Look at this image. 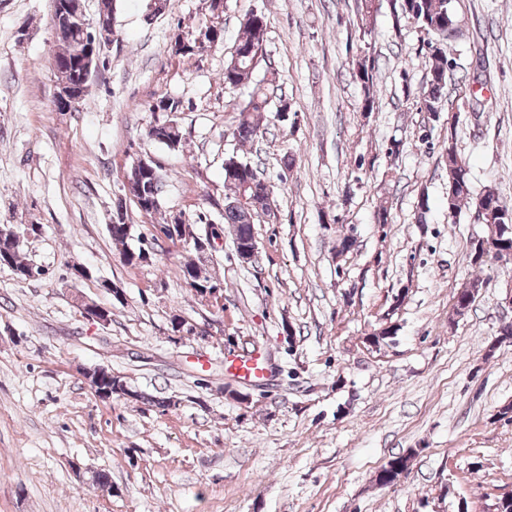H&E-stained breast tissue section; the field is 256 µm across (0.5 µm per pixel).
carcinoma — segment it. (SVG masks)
<instances>
[{"mask_svg":"<svg viewBox=\"0 0 512 512\" xmlns=\"http://www.w3.org/2000/svg\"><path fill=\"white\" fill-rule=\"evenodd\" d=\"M379 0H362V9L354 25L358 37L363 39L371 31V18L378 11ZM399 16L414 20L418 28L427 35L425 62L428 66L427 81L421 87L420 109L434 112L442 103L448 90V71L452 61L448 59V40L459 29L458 20L450 7V0H403ZM267 34V19L264 13L253 11L246 15L241 23V33L237 38L230 59L224 64V88L234 90L252 86L249 100L240 111L238 124L233 131V138L241 145L249 144L262 135L264 114L270 111L277 72L268 70V76L252 83L255 69L264 60ZM204 41L210 36L223 40V29L216 26L207 27L200 32ZM198 35V36H200ZM198 36L192 33H179L171 41L172 52L178 55L192 54L201 49ZM61 50L55 56L56 75L59 82L81 86V93H86L87 82L82 80L77 58L81 51L80 32L71 30L59 38ZM352 77L360 83L363 92L360 111L363 114L373 112L377 103L375 89V61L367 55H360L353 61ZM181 110V102L169 97L157 99L150 111L160 113L155 124L149 129V136L164 144L168 149L178 151L184 148L183 134L174 118ZM444 159L448 177V216L455 217L464 208L482 206L484 209V235L481 240L471 242L468 254L471 266L483 269L493 263V250L512 247V222L505 218L509 206L503 204L497 190L493 187L476 194L468 178L467 166L458 149L456 133L448 130V140L444 145ZM128 190L137 208L147 214H155L162 208L164 182L153 173L146 172L138 166H131L127 175ZM224 223L232 227L233 243L236 253L240 254L252 248L251 227L254 217L271 210L273 186L260 178L251 162L242 160L232 154L224 160ZM165 236L170 240L188 242V238L199 233L196 225L190 224L181 215L169 216L161 225ZM112 243L120 248L121 259L128 265L145 261L143 248L134 251L127 248L132 237L133 228L128 224L127 211L119 202L112 210V223L107 225ZM0 262L8 266L20 280L32 278V266L21 257V244L18 243L10 227L0 224ZM182 272L190 274L194 284L190 288L196 296L204 297L205 289L220 285L213 280L209 272L207 258L203 254L189 256L182 263ZM483 282L475 278L468 286L458 291L455 296L454 310L470 308L479 295ZM125 378L112 380L110 384L112 397L124 399L130 397L136 401H145L163 409L176 406L170 399H153L152 396L138 392L129 385H123ZM415 451L392 458L379 474L382 484L396 481L408 467Z\"/></svg>","mask_w":512,"mask_h":512,"instance_id":"1","label":"carcinoma"}]
</instances>
